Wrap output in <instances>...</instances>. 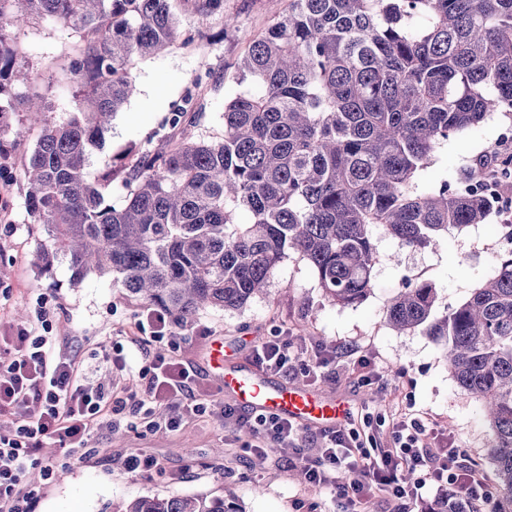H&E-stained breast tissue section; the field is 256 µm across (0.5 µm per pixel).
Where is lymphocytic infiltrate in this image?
Segmentation results:
<instances>
[{
	"label": "lymphocytic infiltrate",
	"mask_w": 512,
	"mask_h": 512,
	"mask_svg": "<svg viewBox=\"0 0 512 512\" xmlns=\"http://www.w3.org/2000/svg\"><path fill=\"white\" fill-rule=\"evenodd\" d=\"M254 359L266 369L288 375L294 372L313 374L307 354L295 350L288 337L281 336L258 345ZM0 371L7 373L0 382V414L28 403L39 405L36 414L22 420L14 436H0V512H31L36 490L24 488L22 478L28 467L39 464L45 476H52V465L41 462L45 441L71 450L84 446L94 430L104 424L113 408L102 386L92 385L76 362L53 359L44 336L31 335L28 327L16 330L12 350L0 352ZM145 396L142 421L146 429H155L150 404L163 403L170 409L166 427H179L187 417L204 413L189 391L194 373L183 363L162 355L143 371ZM225 418L248 426L257 437L258 450L277 448L297 452L298 429L292 421L265 414L252 415L235 407H225ZM426 425L417 417L405 416L397 421L393 433V452L372 456L355 430L336 427L325 431L320 456L307 461L305 476L312 485L323 488L338 483V475L347 471L351 482L347 488L352 500H361L374 489L402 497L404 488L394 473L396 463L421 470L424 480L458 488L467 498L493 503L494 497L476 471L466 478L455 472L456 457L441 455L422 445Z\"/></svg>",
	"instance_id": "1"
}]
</instances>
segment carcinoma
Wrapping results in <instances>:
<instances>
[{
    "mask_svg": "<svg viewBox=\"0 0 512 512\" xmlns=\"http://www.w3.org/2000/svg\"><path fill=\"white\" fill-rule=\"evenodd\" d=\"M172 2L0 0V126L22 112L40 129L23 178L27 212L48 236L36 249L43 275L62 258L72 286L109 276L183 328L203 309L244 307L295 252L329 301L353 306L373 290L375 228L416 250L491 214L482 184L494 146L474 157L463 184L419 193L415 180L451 135L512 112V0H289L238 65L251 86L225 102L221 140L132 144L89 179L90 155L134 92L133 60L180 36ZM185 2L234 24L224 0ZM44 17L86 38L70 62L75 111L61 123L14 91L12 31ZM117 181L120 207L109 201ZM435 301L431 284L410 282L387 322L400 332L426 326L448 373L481 402L495 512H512V250L465 302L437 318ZM121 512L243 509L222 497H143ZM434 512L469 505L449 491Z\"/></svg>",
    "mask_w": 512,
    "mask_h": 512,
    "instance_id": "cac0c4a2",
    "label": "carcinoma"
}]
</instances>
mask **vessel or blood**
<instances>
[{
    "mask_svg": "<svg viewBox=\"0 0 512 512\" xmlns=\"http://www.w3.org/2000/svg\"><path fill=\"white\" fill-rule=\"evenodd\" d=\"M210 363L225 394L241 408L321 429L338 426L349 413V405L344 400L328 399L292 385L274 386L259 371L244 372L230 366L223 344H216Z\"/></svg>",
    "mask_w": 512,
    "mask_h": 512,
    "instance_id": "vessel-or-blood-1",
    "label": "vessel or blood"
}]
</instances>
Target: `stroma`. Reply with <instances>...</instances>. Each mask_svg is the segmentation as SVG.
<instances>
[{"label": "stroma", "instance_id": "obj_1", "mask_svg": "<svg viewBox=\"0 0 512 512\" xmlns=\"http://www.w3.org/2000/svg\"><path fill=\"white\" fill-rule=\"evenodd\" d=\"M174 7L181 29L202 31L203 39L187 43L179 38L156 54L134 59L136 92L115 115L105 149L90 156L88 176H95L127 146L144 147L157 136L171 134L170 111L191 91L196 94L195 116L184 125L185 134L222 139L224 102L243 89L236 80L237 65L252 41L285 13L288 0H224L223 15L206 20L183 0H176ZM228 15L236 20L230 29L224 26ZM13 37L27 73L17 82L16 93L40 101L55 121L66 120L75 109L77 88L69 62L80 53L82 39L49 19L34 21ZM22 118V113H11L0 127V336L12 335L21 324L34 335H48L55 355L80 362L94 383L122 387L127 400L141 397L140 372L152 355L174 356L194 368L193 391L208 406L205 414L174 431L132 427L131 414L124 413L116 425L95 430L86 448L70 453L54 449L47 459L55 473L51 479L35 480L39 495L32 512H120L134 499L153 496L224 497L239 502L245 512H347L342 495L309 485L299 466L279 451H244L243 443L250 438L247 428L225 423L221 413L228 398L209 367L212 344L223 342L229 361L248 368L254 346L283 334L300 347L322 336L327 344L353 347L374 364L376 374L369 383L350 363L316 381L292 378L324 397L345 400V428L373 434L382 452L391 440L393 422L407 414L420 417L430 429L429 447L455 451L462 464L497 486L489 459L490 432L479 402L449 374L442 345L422 327L396 333L387 322V308L410 279L433 285L436 313L467 300L488 276L495 256L507 249L500 235L490 231L498 216L449 229L435 246L422 250L398 247L383 232H375L374 290L355 306L328 302L308 262L290 254L274 269L266 294L245 308L205 309L190 326L166 327L163 339L154 342L148 308L113 287L111 278L92 275L74 288L66 262H58L50 277L35 266L34 251L45 233L27 214L22 169L40 131L33 128L17 138ZM506 122L494 112L477 130L451 136L422 172L419 189L465 180L473 157L497 145ZM117 346L126 360L122 369L106 359ZM133 450L154 460V468L128 471L125 459ZM440 492L435 484L400 499L377 492L371 496L372 510L430 512Z\"/></svg>", "mask_w": 512, "mask_h": 512}]
</instances>
